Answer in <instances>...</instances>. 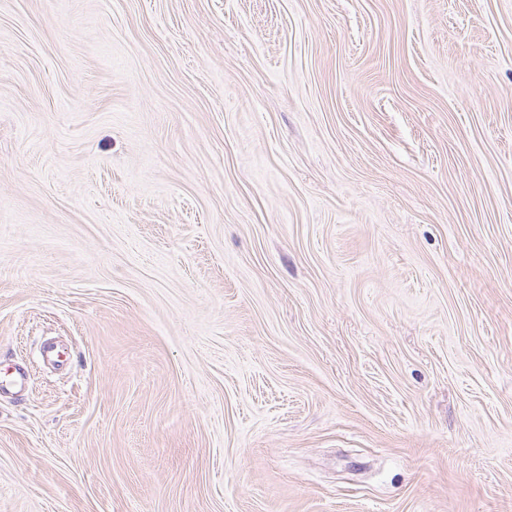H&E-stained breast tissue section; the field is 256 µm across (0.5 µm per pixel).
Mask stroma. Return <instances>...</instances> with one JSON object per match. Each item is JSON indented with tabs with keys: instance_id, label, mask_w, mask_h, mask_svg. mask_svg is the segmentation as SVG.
I'll return each mask as SVG.
<instances>
[{
	"instance_id": "1",
	"label": "stroma",
	"mask_w": 512,
	"mask_h": 512,
	"mask_svg": "<svg viewBox=\"0 0 512 512\" xmlns=\"http://www.w3.org/2000/svg\"><path fill=\"white\" fill-rule=\"evenodd\" d=\"M18 366L0 512H512V0H0Z\"/></svg>"
}]
</instances>
